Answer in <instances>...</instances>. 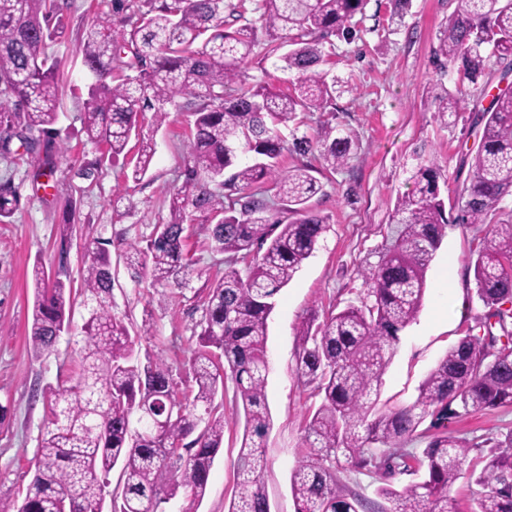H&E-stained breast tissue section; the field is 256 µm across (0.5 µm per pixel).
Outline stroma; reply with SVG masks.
Here are the masks:
<instances>
[{
    "instance_id": "stroma-1",
    "label": "stroma",
    "mask_w": 512,
    "mask_h": 512,
    "mask_svg": "<svg viewBox=\"0 0 512 512\" xmlns=\"http://www.w3.org/2000/svg\"><path fill=\"white\" fill-rule=\"evenodd\" d=\"M458 0H411L402 18H392L390 0H367L358 36L335 40L326 69L336 81L334 106L303 112L300 133L316 134L324 121L352 129L354 155L340 170L326 169L316 155L287 153L281 171L308 164L322 190L310 201L329 229L276 299L268 320L270 371L266 396L272 423L265 442L264 486L271 512H295L290 489L294 468L311 449L305 440L308 417L321 399L294 375L299 331L311 315L340 310L358 302L364 290L362 270L378 260L398 197L412 187L421 165L435 164L445 184L447 203H454L470 176L481 129L464 111L440 117L431 91L442 71L435 56L441 25ZM120 23L110 0H66L65 33L49 42L46 52L60 63V109L50 136L56 172L54 185L42 187L37 176L42 154L13 163L0 158V181L11 180L20 208L11 223L0 224V497L22 499L35 471L37 440L46 410L33 389L55 385L69 375L71 353L59 341L51 354L36 358L28 349L27 311L32 300L31 271L42 262L47 273L66 266L80 283L86 248L110 240L113 299L131 333L137 356H161L175 374H186L196 347L192 327L201 313L196 295L224 274V257L209 247V212L187 219L189 247L195 261L192 295L171 288H137L123 263L132 225L163 224L172 218L170 200L186 179L187 117L169 106L165 125L155 134V156L146 177L127 179L108 159L103 146L87 140L81 114L89 100L92 77L82 64L80 47L88 24L101 14ZM95 165L92 177L82 168ZM487 230L483 224H455L434 254L428 289L416 319L400 334L396 352L383 376L379 408L411 403L421 382L470 327L484 308L478 301L469 266L470 255ZM451 279L450 292L439 288ZM232 390L224 392V446L212 467L206 495L198 505L179 496L166 512H228L237 493L234 462L243 426L235 421ZM448 428L472 440L512 428V406L485 409L449 419ZM423 478L422 472L370 476L348 467L340 473L346 487L372 498L379 486L403 490Z\"/></svg>"
}]
</instances>
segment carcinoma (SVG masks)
<instances>
[{
    "mask_svg": "<svg viewBox=\"0 0 512 512\" xmlns=\"http://www.w3.org/2000/svg\"><path fill=\"white\" fill-rule=\"evenodd\" d=\"M128 15L115 27L103 16L91 24L82 62L95 79L83 112L88 140L117 159L132 155L131 176L149 171L154 148L143 133L145 114L160 128L166 106L181 94L189 122L190 167L171 198L174 219L155 224L127 244L123 260L131 281L155 288H190L194 261L184 218L213 206L216 190L246 193L240 212L213 225L209 247L224 255V276L199 297L198 347L189 380H177L164 359L134 356L136 340L112 300V259L107 242L89 250L81 295L87 311L71 330L75 299L70 275L54 279L33 265L34 298L28 344L38 358L68 335L75 355L69 383L42 391L46 418L35 472L22 502L0 498V512H95L118 467L122 492L112 512H165L183 494L203 500L216 455L224 445V381L234 384L243 410L236 461L240 491L228 512H270L262 474L263 443L271 426L266 403L268 319L275 296L312 256L328 231L308 205L317 193L309 167L282 174V129L301 112H323L333 101L325 44L353 39L355 17L367 0H162L143 10L137 0H111ZM60 0H0V155L16 161L41 148L59 109V69L46 53L61 34ZM288 52L279 54L284 46ZM279 55L294 73L283 92L247 83L257 49ZM435 55L457 82L488 85L491 66L512 68V0H459L439 31ZM435 111L467 109L462 90L437 83ZM483 124L461 193L459 224H484L512 195V90L489 107L472 104ZM20 142L24 154L11 150ZM355 135L326 125L313 137L293 136L300 155L313 151L331 170L352 158ZM413 189L398 198L377 264L363 271L367 293L357 304L308 319L300 330L295 375L313 387L321 404L307 423L310 459L290 475L296 512H454L448 488L460 478L469 441L448 433V419L486 408L512 406V219L495 222L470 260L475 295L487 308L478 333L453 345L418 387L414 401L373 412L399 332L417 316L427 270L448 232L438 173L420 166ZM271 181L282 203L270 214L259 185ZM19 200L11 181H0V224L12 221ZM146 247L140 246V241ZM429 426L418 432L424 422ZM428 435L422 454L405 449ZM491 446L476 481L486 487L475 512H512V429L488 437ZM358 468L424 471L422 481L397 491L377 488L370 499L349 492L338 473L339 456Z\"/></svg>",
    "mask_w": 512,
    "mask_h": 512,
    "instance_id": "1",
    "label": "carcinoma"
}]
</instances>
